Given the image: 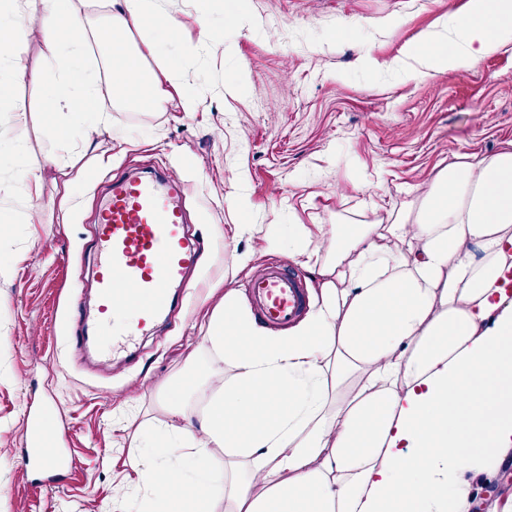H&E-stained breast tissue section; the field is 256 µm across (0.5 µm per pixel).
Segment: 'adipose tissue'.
<instances>
[{"instance_id":"adipose-tissue-1","label":"adipose tissue","mask_w":512,"mask_h":512,"mask_svg":"<svg viewBox=\"0 0 512 512\" xmlns=\"http://www.w3.org/2000/svg\"><path fill=\"white\" fill-rule=\"evenodd\" d=\"M93 2L6 0L0 48L19 65L40 33L58 66L36 82L66 107L150 105L160 77L126 36L152 0H101L94 29ZM509 37L512 0H470L419 55L466 67ZM93 38L109 47L105 90L82 65ZM266 246L315 273L307 313L273 331L225 290L204 340L232 372L174 389L136 463L133 512H470V477L512 455V142L456 157L384 216L292 224Z\"/></svg>"}]
</instances>
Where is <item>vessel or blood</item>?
I'll return each instance as SVG.
<instances>
[{
	"instance_id": "obj_1",
	"label": "vessel or blood",
	"mask_w": 512,
	"mask_h": 512,
	"mask_svg": "<svg viewBox=\"0 0 512 512\" xmlns=\"http://www.w3.org/2000/svg\"><path fill=\"white\" fill-rule=\"evenodd\" d=\"M186 191L184 183L134 173L113 179L102 196L95 234L99 320L90 333L111 341L113 349L154 329L171 287L191 285L199 250L190 238ZM247 288L270 326L288 327L306 311L303 277L287 265L266 267ZM27 430L29 462L57 457L38 420H30Z\"/></svg>"
}]
</instances>
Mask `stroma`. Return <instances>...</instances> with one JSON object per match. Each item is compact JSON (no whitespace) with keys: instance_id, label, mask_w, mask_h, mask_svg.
<instances>
[{"instance_id":"35a3bbf8","label":"stroma","mask_w":512,"mask_h":512,"mask_svg":"<svg viewBox=\"0 0 512 512\" xmlns=\"http://www.w3.org/2000/svg\"><path fill=\"white\" fill-rule=\"evenodd\" d=\"M154 2L177 21V35L149 18L130 44L154 71L150 46L168 47L177 81L160 82L155 105L113 107L87 157L44 135L52 114L33 77L51 63L39 37L30 36L20 69L0 63V82L14 87L0 103V216L10 224L0 235V512H126L134 439L162 428L176 382L228 368L202 339L225 290L287 261V251L265 250V234L369 215L404 201L408 187L427 189L454 156L488 157L512 142V41L468 68L419 73L408 54L422 34L465 15L469 0H249L243 20L229 0ZM205 24L218 42L200 54L193 47ZM184 96L196 111L181 110ZM18 112L28 115L20 155ZM50 153L71 162L68 188L49 178L26 188L22 170ZM154 170L188 185L203 247L197 286L181 311L137 338L133 354L77 347L74 305L94 294L101 192L110 176ZM237 194L245 209L230 206ZM32 202L41 223L27 221ZM245 218L255 232L235 236ZM245 252L254 259L237 269ZM32 418L76 465L39 500L27 482L48 465L21 470Z\"/></svg>"}]
</instances>
